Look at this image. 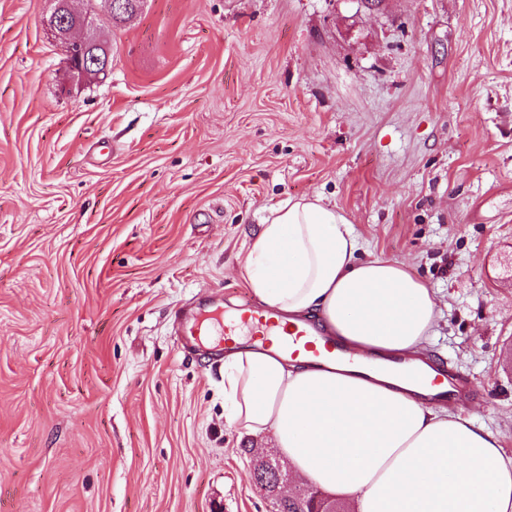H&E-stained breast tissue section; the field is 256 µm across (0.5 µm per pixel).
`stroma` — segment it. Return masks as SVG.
Returning a JSON list of instances; mask_svg holds the SVG:
<instances>
[{
	"mask_svg": "<svg viewBox=\"0 0 512 512\" xmlns=\"http://www.w3.org/2000/svg\"><path fill=\"white\" fill-rule=\"evenodd\" d=\"M51 8L0 0V512H265L175 313L254 309L304 194L431 289L512 456V0H145L68 93Z\"/></svg>",
	"mask_w": 512,
	"mask_h": 512,
	"instance_id": "obj_1",
	"label": "stroma"
}]
</instances>
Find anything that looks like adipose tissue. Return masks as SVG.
I'll list each match as a JSON object with an SVG mask.
<instances>
[{
	"label": "adipose tissue",
	"mask_w": 512,
	"mask_h": 512,
	"mask_svg": "<svg viewBox=\"0 0 512 512\" xmlns=\"http://www.w3.org/2000/svg\"><path fill=\"white\" fill-rule=\"evenodd\" d=\"M346 215L316 194L274 209L246 281L284 320L316 316L357 352L422 357L433 292L395 260L359 259ZM228 422L272 439L294 475L354 512H512V458L472 416L425 405L403 380L325 370L275 348L224 356Z\"/></svg>",
	"instance_id": "1"
}]
</instances>
